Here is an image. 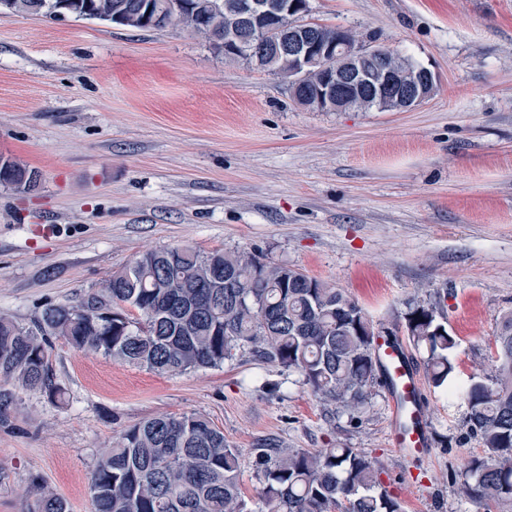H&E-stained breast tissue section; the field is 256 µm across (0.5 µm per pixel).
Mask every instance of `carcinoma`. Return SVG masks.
<instances>
[{"instance_id": "cac0c4a2", "label": "carcinoma", "mask_w": 512, "mask_h": 512, "mask_svg": "<svg viewBox=\"0 0 512 512\" xmlns=\"http://www.w3.org/2000/svg\"><path fill=\"white\" fill-rule=\"evenodd\" d=\"M145 0H98L106 14L134 11ZM55 0H15L14 12L51 16ZM214 50L230 60L288 76V58L264 48L251 56ZM133 308L134 318L127 313ZM368 312L346 292L287 264L246 251L201 254L166 247L134 257L101 288L67 303L45 305L34 326L0 315V425L16 409L15 390L63 400L50 364L52 339L114 362L160 374L217 367L248 348L255 361L298 372L321 400L354 419L373 396L380 365L376 335L357 330ZM408 336L428 353L435 388L467 405L470 435L486 457L462 474L470 501H512V311L498 322L492 374L452 386L457 336L437 319L435 306L406 313ZM260 498L266 512H404L379 485L376 463L357 448L313 452L258 449ZM241 454L224 432L197 413L159 415L126 427L105 446L90 476L95 512H246L239 486ZM27 512H69L67 502L35 485Z\"/></svg>"}]
</instances>
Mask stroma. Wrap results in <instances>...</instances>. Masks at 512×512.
I'll return each instance as SVG.
<instances>
[{"instance_id":"1","label":"stroma","mask_w":512,"mask_h":512,"mask_svg":"<svg viewBox=\"0 0 512 512\" xmlns=\"http://www.w3.org/2000/svg\"><path fill=\"white\" fill-rule=\"evenodd\" d=\"M311 20L398 49L438 76L404 112H321L282 77L218 55L178 26L0 13V156L40 174L0 185V313L23 325L44 304L100 288L160 247L246 250L344 289L416 369L410 305L436 304L457 336V380L489 372L512 310V0H309ZM62 405L16 393L0 425V512H27L41 482L69 512H94L103 446L142 420L198 413L244 463L248 512H265L254 450L343 446L375 460L405 512H512L459 497L483 457L467 407L425 386L428 457L389 438L387 388L350 419L302 377L246 349L219 367L158 374L53 343Z\"/></svg>"}]
</instances>
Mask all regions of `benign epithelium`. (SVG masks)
<instances>
[{"label":"benign epithelium","mask_w":512,"mask_h":512,"mask_svg":"<svg viewBox=\"0 0 512 512\" xmlns=\"http://www.w3.org/2000/svg\"><path fill=\"white\" fill-rule=\"evenodd\" d=\"M308 0H241L238 19L254 24L253 45L266 37L288 57L290 85L301 105L310 109L341 112L353 100L371 103L382 112L408 110L431 96L435 74L399 66L383 50H367L347 30L333 39L308 26L281 27L287 16L304 13Z\"/></svg>","instance_id":"1"}]
</instances>
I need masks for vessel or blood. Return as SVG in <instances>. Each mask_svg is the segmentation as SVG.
<instances>
[{
	"label": "vessel or blood",
	"mask_w": 512,
	"mask_h": 512,
	"mask_svg": "<svg viewBox=\"0 0 512 512\" xmlns=\"http://www.w3.org/2000/svg\"><path fill=\"white\" fill-rule=\"evenodd\" d=\"M374 353L390 391L389 431L393 448L404 456L428 455L430 429L418 371L411 365L398 338L379 336Z\"/></svg>",
	"instance_id": "b4317fda"
}]
</instances>
